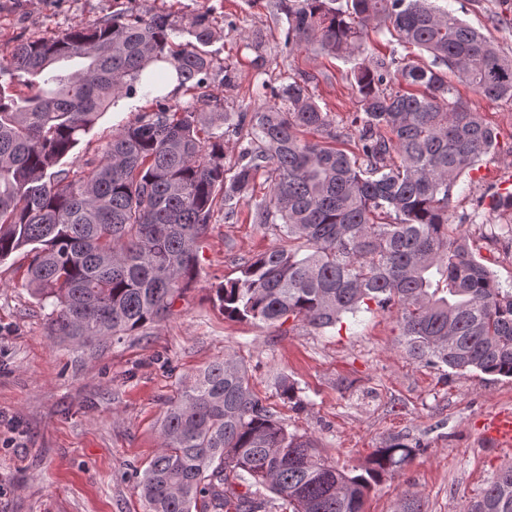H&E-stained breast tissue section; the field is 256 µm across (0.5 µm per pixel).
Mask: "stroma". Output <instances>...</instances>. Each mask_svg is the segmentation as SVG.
Returning <instances> with one entry per match:
<instances>
[{"instance_id":"1","label":"stroma","mask_w":512,"mask_h":512,"mask_svg":"<svg viewBox=\"0 0 512 512\" xmlns=\"http://www.w3.org/2000/svg\"><path fill=\"white\" fill-rule=\"evenodd\" d=\"M149 16L209 12L219 40L210 51V112H254L266 106L260 84L277 89L308 76L324 111L348 127L357 110L349 80L353 60L317 51L310 42L285 44L288 0H125ZM512 57V0H438ZM113 0H0V58L14 45L111 16ZM460 102L500 132L498 152L483 157L476 178L458 184L460 209L501 224L481 197L489 185L512 180V100L491 101L458 84ZM147 102L124 99L100 115L62 167L81 172L86 160ZM270 192L258 177L253 198L234 218L216 212L199 249L198 275L167 320L97 349L48 336L51 305L27 287V258L0 262V512H144L136 473L159 449V425L169 398L211 361L230 355L249 369L289 431L315 439L336 465L363 463L388 439L416 445L414 461L385 476L369 493L365 512H399L405 490L421 494L424 512H466L512 447L483 439L485 424L512 412V379L462 374L411 359L400 342L396 310L361 312L347 330L318 331L301 321L284 325L225 319L215 285L238 275L240 259L281 245L274 228L254 223L256 199ZM292 379L302 407L283 403L275 378Z\"/></svg>"}]
</instances>
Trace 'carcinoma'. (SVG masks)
Instances as JSON below:
<instances>
[{"mask_svg":"<svg viewBox=\"0 0 512 512\" xmlns=\"http://www.w3.org/2000/svg\"><path fill=\"white\" fill-rule=\"evenodd\" d=\"M288 46L313 39L350 56L370 23L388 43L417 48L420 64L390 60L350 72L358 112L354 150L310 94L307 79L281 86L258 112H199L170 105L159 84L172 68L180 87H208L217 40L209 13L181 21L126 10L48 40L22 41L0 60L26 91L0 84V261L29 248L27 285L52 301L50 335L86 347L120 339L170 314L194 280L197 249L215 212L230 218L266 176L269 197L253 220L286 246L239 265L214 288L224 317L316 330L376 307L397 308L408 355L458 372L512 378V285L505 287L454 217L453 189L499 132L455 100L452 72L490 100L512 99V58L433 0H295ZM179 34L189 40L174 41ZM393 84L397 89L388 90ZM153 108L112 136L81 175L58 168L122 99ZM227 129H222V126ZM249 129L235 169L224 137ZM315 135L309 140L302 133ZM490 208L512 218V192L490 188ZM480 240L512 250V222ZM285 403L299 390L277 378ZM161 449L139 476L144 512H363L373 485L419 450L393 437L360 467L344 470L316 442L288 431L232 356L211 362L167 402ZM471 512H512V464L502 466Z\"/></svg>","mask_w":512,"mask_h":512,"instance_id":"obj_1","label":"carcinoma"}]
</instances>
